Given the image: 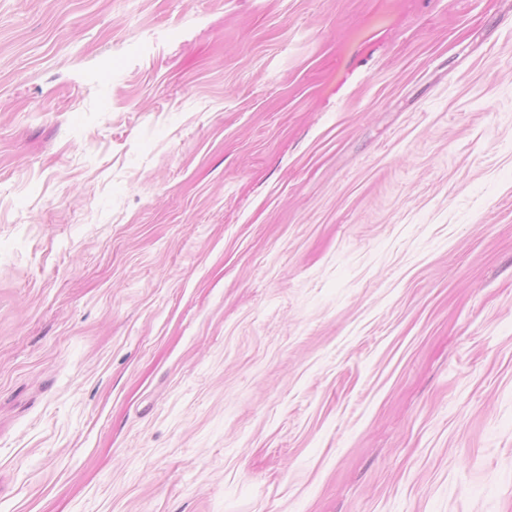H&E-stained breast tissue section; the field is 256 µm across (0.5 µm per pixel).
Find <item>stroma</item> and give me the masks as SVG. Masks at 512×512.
Masks as SVG:
<instances>
[{
    "mask_svg": "<svg viewBox=\"0 0 512 512\" xmlns=\"http://www.w3.org/2000/svg\"><path fill=\"white\" fill-rule=\"evenodd\" d=\"M0 512H512V0H0Z\"/></svg>",
    "mask_w": 512,
    "mask_h": 512,
    "instance_id": "1",
    "label": "stroma"
}]
</instances>
